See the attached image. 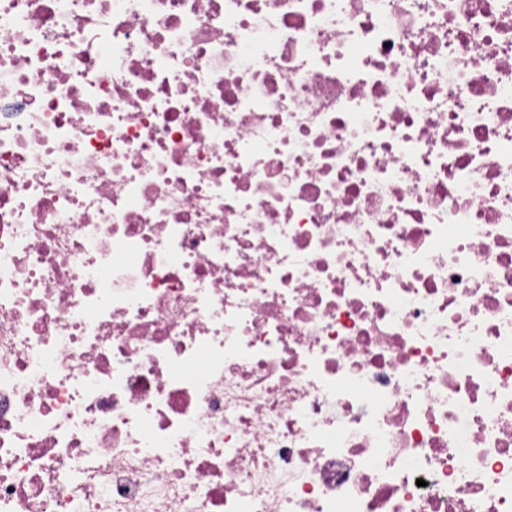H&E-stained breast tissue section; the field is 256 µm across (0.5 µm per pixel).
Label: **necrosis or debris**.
Segmentation results:
<instances>
[{
  "label": "necrosis or debris",
  "instance_id": "1",
  "mask_svg": "<svg viewBox=\"0 0 512 512\" xmlns=\"http://www.w3.org/2000/svg\"><path fill=\"white\" fill-rule=\"evenodd\" d=\"M0 512H512V0H0Z\"/></svg>",
  "mask_w": 512,
  "mask_h": 512
}]
</instances>
